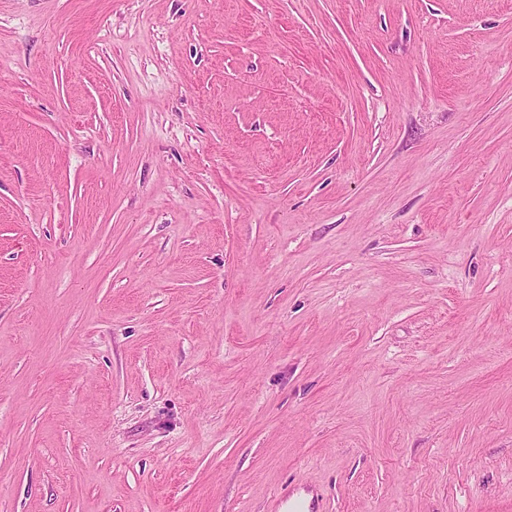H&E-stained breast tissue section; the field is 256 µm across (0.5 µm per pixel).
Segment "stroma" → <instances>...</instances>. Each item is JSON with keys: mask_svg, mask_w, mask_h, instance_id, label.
Here are the masks:
<instances>
[{"mask_svg": "<svg viewBox=\"0 0 512 512\" xmlns=\"http://www.w3.org/2000/svg\"><path fill=\"white\" fill-rule=\"evenodd\" d=\"M512 512V0H0V512Z\"/></svg>", "mask_w": 512, "mask_h": 512, "instance_id": "1", "label": "stroma"}]
</instances>
